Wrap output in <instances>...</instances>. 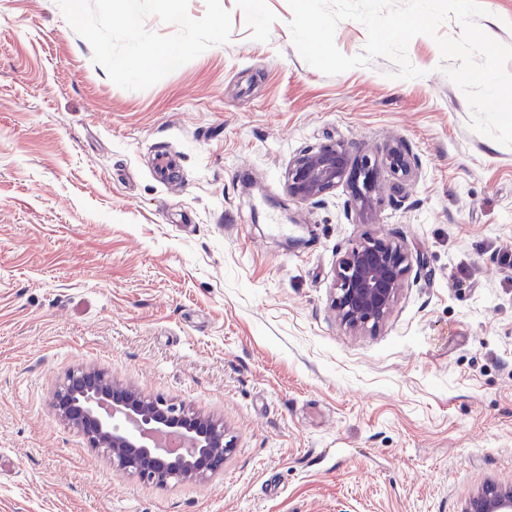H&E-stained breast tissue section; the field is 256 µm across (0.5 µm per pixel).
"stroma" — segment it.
<instances>
[{
	"mask_svg": "<svg viewBox=\"0 0 512 512\" xmlns=\"http://www.w3.org/2000/svg\"><path fill=\"white\" fill-rule=\"evenodd\" d=\"M230 41L116 86L57 0H0V512H462L512 485V147L472 131L439 48L328 76L286 0H221ZM402 143L418 169L369 216L289 201L299 152ZM177 166L156 171L159 154ZM410 248L386 323L353 333L336 263ZM93 368L223 422L203 482L119 474L53 396Z\"/></svg>",
	"mask_w": 512,
	"mask_h": 512,
	"instance_id": "35a3bbf8",
	"label": "stroma"
}]
</instances>
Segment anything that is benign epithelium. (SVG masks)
<instances>
[{
	"instance_id": "benign-epithelium-1",
	"label": "benign epithelium",
	"mask_w": 512,
	"mask_h": 512,
	"mask_svg": "<svg viewBox=\"0 0 512 512\" xmlns=\"http://www.w3.org/2000/svg\"><path fill=\"white\" fill-rule=\"evenodd\" d=\"M415 166L401 144L368 154L354 153L341 141L325 143L289 162L288 197L311 202L343 186L353 210L364 216L383 203L385 191H399ZM383 168L393 176L388 187L379 182ZM412 264L410 249L400 241L370 237L352 246L335 269L333 306L341 324L352 331L383 324ZM54 406L90 447L111 452L117 472L159 486L171 480L204 481L236 449L234 438L213 419L165 398L151 400L93 369L70 372ZM463 512H512V487H481Z\"/></svg>"
}]
</instances>
